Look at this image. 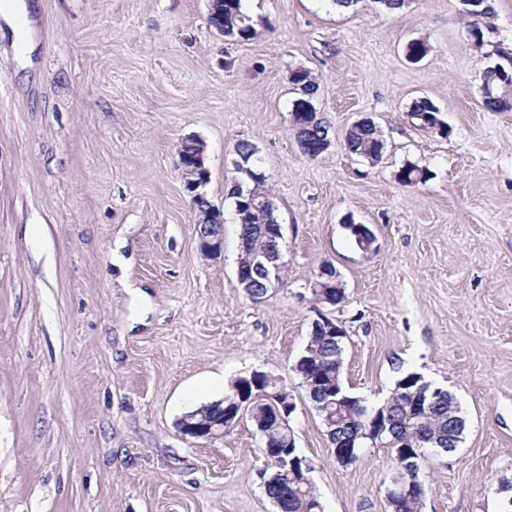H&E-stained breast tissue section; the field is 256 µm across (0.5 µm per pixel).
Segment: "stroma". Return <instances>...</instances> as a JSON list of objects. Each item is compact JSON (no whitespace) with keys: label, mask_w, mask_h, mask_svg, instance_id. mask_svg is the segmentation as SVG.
I'll return each mask as SVG.
<instances>
[{"label":"stroma","mask_w":512,"mask_h":512,"mask_svg":"<svg viewBox=\"0 0 512 512\" xmlns=\"http://www.w3.org/2000/svg\"><path fill=\"white\" fill-rule=\"evenodd\" d=\"M25 36L0 30V512H277L270 463L246 419L213 439L179 419L226 381L279 377L324 512H391L394 452L364 441L337 462L294 369L319 315L341 325L343 379L368 404L416 371L459 402L457 451L426 450L421 512H501L512 481V110L481 104L488 63L458 0H242L246 41L208 22L209 0H29ZM429 46L411 63L412 39ZM31 46L30 67L18 56ZM310 70L329 126L298 145L290 81ZM430 98L448 134L416 129ZM372 119L385 150L351 154ZM206 144L224 250L197 248L176 167ZM246 140L283 227L282 284L253 302L235 277L229 196ZM407 163L429 171L405 186ZM366 225L362 252L345 226ZM332 264L346 300L311 294Z\"/></svg>","instance_id":"35a3bbf8"}]
</instances>
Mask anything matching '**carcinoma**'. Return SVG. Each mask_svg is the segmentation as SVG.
<instances>
[{"mask_svg": "<svg viewBox=\"0 0 512 512\" xmlns=\"http://www.w3.org/2000/svg\"><path fill=\"white\" fill-rule=\"evenodd\" d=\"M493 13L491 5L485 8L477 6L473 12H461L467 32L488 28V19ZM208 21L213 28L224 25L226 37L248 40L254 35L252 25L246 22V16L242 11V0H216ZM291 83L303 86L312 97L318 90L314 77L306 69L293 71ZM481 94L482 105L489 111L501 112L512 109V101L502 94L499 80L493 71L482 75ZM439 112L440 109L431 99L420 97L412 102L409 116L414 126L445 136L448 133L447 125L440 118ZM344 141L349 152L372 161L378 159L385 149L380 131L366 127L348 129ZM428 179V170L413 163L405 164L399 170V181L405 186L423 183ZM253 193L263 194L268 197L269 203H274V196L265 178L235 182L230 197L236 202H241L243 197ZM274 219L275 210L269 207L253 214L250 223L240 227L239 234L245 240V246L240 248L238 263L243 266L255 265L258 261L259 248L263 245V225L271 223ZM301 357L302 360L295 364V371L301 379V387L321 417L326 430L330 431L329 441L339 440L345 436L365 440L361 433L366 431L369 411L366 406L355 402V396L344 385L342 343L320 335L311 336ZM421 389L422 380L417 373H407L396 380L392 393L385 402L390 430L371 436L373 440L378 438L386 441L394 449L399 448L406 439H411L418 470L421 469L423 449L432 448L446 455L454 453L462 443L466 427L465 418L460 412L457 413L458 421H448V400L445 398L432 403L424 417L418 420L406 418L408 393ZM238 390H246L249 396L253 397L252 414L246 415V418L259 425L257 433L261 445L271 448L288 447L291 440L289 432L279 419L265 416V412L273 413L281 408L282 403L288 401L284 385L277 379L268 380L257 372L240 376L232 382L231 391L224 396V401L201 405L192 410V413L196 414L198 420L204 413L211 417L221 411ZM264 489L267 496L276 501L278 512H303V499H318L314 487H298L281 474L264 486Z\"/></svg>", "mask_w": 512, "mask_h": 512, "instance_id": "carcinoma-1", "label": "carcinoma"}]
</instances>
